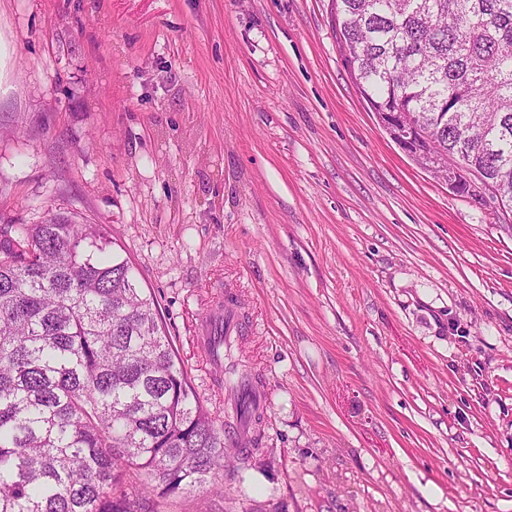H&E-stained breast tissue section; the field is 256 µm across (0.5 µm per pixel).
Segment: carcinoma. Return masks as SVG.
Here are the masks:
<instances>
[{"mask_svg": "<svg viewBox=\"0 0 512 512\" xmlns=\"http://www.w3.org/2000/svg\"><path fill=\"white\" fill-rule=\"evenodd\" d=\"M340 49L403 150L460 157L457 192L512 210V0H333ZM100 224L0 227V512H157L213 486L231 451L128 259ZM225 381L264 419L252 382Z\"/></svg>", "mask_w": 512, "mask_h": 512, "instance_id": "cac0c4a2", "label": "carcinoma"}]
</instances>
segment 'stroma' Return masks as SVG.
<instances>
[{
  "instance_id": "35a3bbf8",
  "label": "stroma",
  "mask_w": 512,
  "mask_h": 512,
  "mask_svg": "<svg viewBox=\"0 0 512 512\" xmlns=\"http://www.w3.org/2000/svg\"><path fill=\"white\" fill-rule=\"evenodd\" d=\"M0 225H103L212 417L233 294L249 467L161 512H512V213L369 112L332 0H0ZM244 323L236 302L226 297L224 302L218 304L201 318L198 323V340L201 344L209 347L212 336L223 326L226 327V336H240Z\"/></svg>"
}]
</instances>
